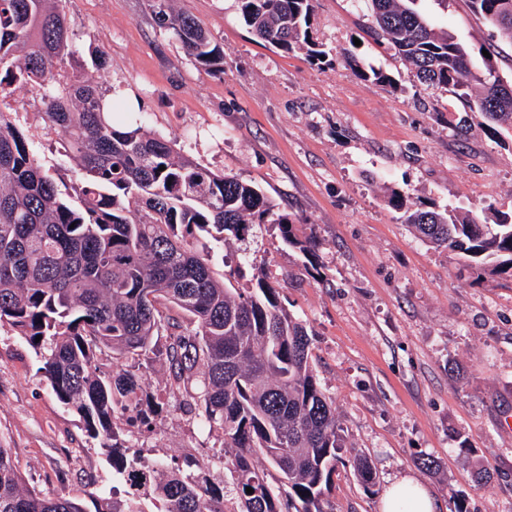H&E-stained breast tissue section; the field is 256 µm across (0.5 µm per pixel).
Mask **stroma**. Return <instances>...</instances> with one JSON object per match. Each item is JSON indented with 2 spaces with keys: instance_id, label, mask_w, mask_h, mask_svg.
Here are the masks:
<instances>
[{
  "instance_id": "obj_1",
  "label": "stroma",
  "mask_w": 512,
  "mask_h": 512,
  "mask_svg": "<svg viewBox=\"0 0 512 512\" xmlns=\"http://www.w3.org/2000/svg\"><path fill=\"white\" fill-rule=\"evenodd\" d=\"M64 5L82 47L106 55L102 89L134 102L153 131L202 166L260 187L315 237L313 266L275 225L257 226L246 256L225 247L229 262L215 269L244 288L264 267L308 329L315 373L335 398L347 445L377 473L367 488L352 461L338 466L336 512H379L401 477L429 489L439 512L459 492L469 512H512V279L475 281L456 255L423 244L389 203L398 191L492 222L493 210L512 209V129L493 134L475 121L459 139L448 118L470 115L468 102L420 84L374 35L365 0H314L319 61L254 37L238 0H175L222 49L220 71L198 66L159 26V0ZM418 8L469 47L473 69H493L512 84V44L467 0H420ZM350 53L359 67L346 63ZM371 67L389 82L361 76ZM39 108L25 89L0 97V110L28 134L44 125ZM38 156L73 180L54 136H41ZM41 365L22 337L0 326V448L41 495L112 486L98 442L58 401ZM464 440L470 452L461 451ZM132 441L167 467L188 457L209 466L221 445L199 418L179 412ZM423 456L437 469L418 466ZM479 469L490 480L476 482Z\"/></svg>"
}]
</instances>
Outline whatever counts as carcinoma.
<instances>
[{
    "instance_id": "1",
    "label": "carcinoma",
    "mask_w": 512,
    "mask_h": 512,
    "mask_svg": "<svg viewBox=\"0 0 512 512\" xmlns=\"http://www.w3.org/2000/svg\"><path fill=\"white\" fill-rule=\"evenodd\" d=\"M59 2L0 0V93L36 89L46 129L76 168L74 183L65 182L0 111V325L44 360L53 393L80 416L123 490L40 497L0 448V512H335L333 476L347 446L315 374L309 333L267 272L238 288L212 263L215 249L245 241L257 224L277 225L309 258L314 237L300 236L258 186L202 166L132 119L85 69H68L83 50ZM166 2L159 25L199 65L222 66L201 24ZM238 2L257 38L322 55L311 32L313 0ZM367 2L380 35L420 83L447 87L481 117L512 126V86L472 70L469 48L434 28L418 0ZM469 3L512 43V0ZM390 204L477 277L512 278V212L483 224L456 208L409 204L398 192ZM110 359L126 369H104ZM157 363L168 374L162 394L146 391L142 375ZM182 409L221 433L217 460L230 486L190 462L166 468L121 438L127 410L148 428ZM263 461L288 495L268 482ZM355 472L364 486L375 484L366 458H355Z\"/></svg>"
}]
</instances>
